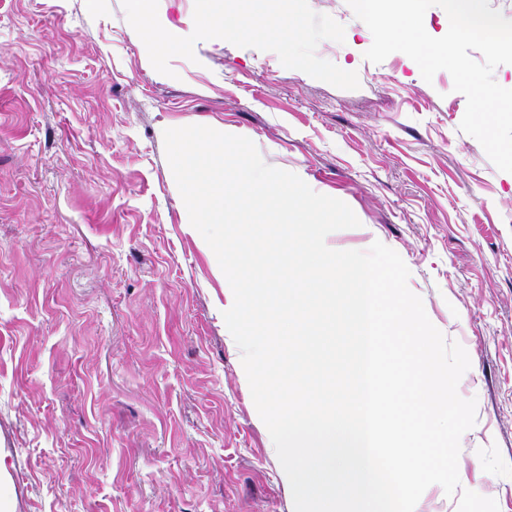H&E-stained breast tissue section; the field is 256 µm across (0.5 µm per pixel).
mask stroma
<instances>
[{
    "label": "stroma",
    "mask_w": 512,
    "mask_h": 512,
    "mask_svg": "<svg viewBox=\"0 0 512 512\" xmlns=\"http://www.w3.org/2000/svg\"><path fill=\"white\" fill-rule=\"evenodd\" d=\"M319 58L344 90L276 53L196 43L152 66L122 0H0V488L9 512H294L226 327L227 280L185 205L163 132L204 125L303 172L381 241L471 366L460 487L415 512H512V173L460 131L451 75L425 81L346 0Z\"/></svg>",
    "instance_id": "obj_1"
}]
</instances>
